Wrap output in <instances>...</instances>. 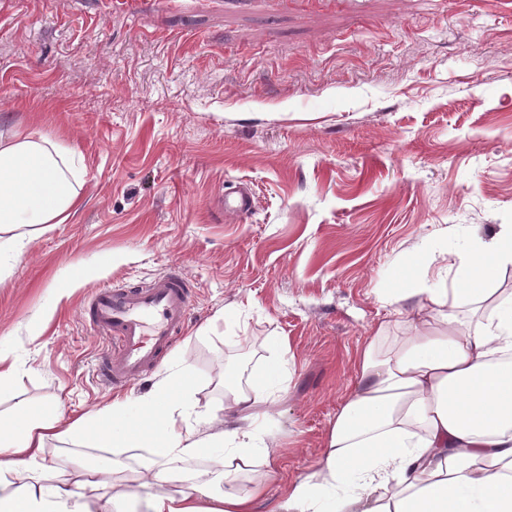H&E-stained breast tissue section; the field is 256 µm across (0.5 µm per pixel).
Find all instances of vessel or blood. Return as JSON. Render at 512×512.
I'll return each mask as SVG.
<instances>
[{
    "instance_id": "b4317fda",
    "label": "vessel or blood",
    "mask_w": 512,
    "mask_h": 512,
    "mask_svg": "<svg viewBox=\"0 0 512 512\" xmlns=\"http://www.w3.org/2000/svg\"><path fill=\"white\" fill-rule=\"evenodd\" d=\"M192 302V285L176 269L145 284L95 289L81 315L110 342L98 378L123 387L157 371L186 327Z\"/></svg>"
}]
</instances>
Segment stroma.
<instances>
[{"label": "stroma", "instance_id": "stroma-1", "mask_svg": "<svg viewBox=\"0 0 512 512\" xmlns=\"http://www.w3.org/2000/svg\"><path fill=\"white\" fill-rule=\"evenodd\" d=\"M65 137L85 160L80 211L0 279V356L18 404L110 414L109 342L81 316L97 287L179 269L191 319L163 366L123 388L129 415L188 372L224 419V380L286 343L288 388L263 420L266 512L319 465L377 328L430 319L420 288L512 225V12L494 0H0V132ZM247 185L250 214L220 197ZM405 291L397 299V291ZM145 449L48 441L42 476L138 475ZM219 449L180 490H224Z\"/></svg>", "mask_w": 512, "mask_h": 512}]
</instances>
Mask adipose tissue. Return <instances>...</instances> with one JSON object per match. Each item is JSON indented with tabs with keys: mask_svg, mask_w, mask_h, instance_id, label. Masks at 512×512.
Instances as JSON below:
<instances>
[{
	"mask_svg": "<svg viewBox=\"0 0 512 512\" xmlns=\"http://www.w3.org/2000/svg\"><path fill=\"white\" fill-rule=\"evenodd\" d=\"M86 167L62 137L0 133V277L37 236L40 225L66 223L82 203ZM512 264V225L490 242L470 245L456 269L458 288H429L436 305L428 329L401 318L402 335L377 331L361 354L354 389L330 427L318 469L290 484L269 512H512V294L492 285L498 268ZM283 356L260 378L226 383L235 419L213 434L187 429L197 413L184 375L162 381L144 403L154 425L146 435L126 417L128 402L112 401V424L99 418L63 421L60 412L19 406L0 423V447L14 459L0 469V512H90L71 487L18 484L8 472L34 471L48 440L86 445L105 438L113 455L144 448L143 471L161 488L146 512H255L265 487L236 484L255 458L268 457L260 407L286 390ZM223 447L219 464L229 484L210 505L167 490L181 461Z\"/></svg>",
	"mask_w": 512,
	"mask_h": 512,
	"instance_id": "ef3b65f1",
	"label": "adipose tissue"
}]
</instances>
